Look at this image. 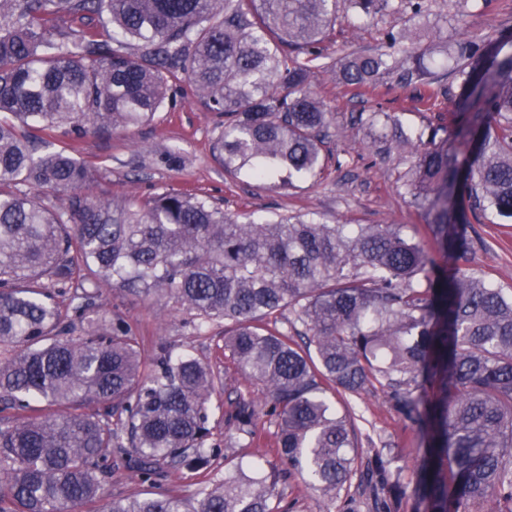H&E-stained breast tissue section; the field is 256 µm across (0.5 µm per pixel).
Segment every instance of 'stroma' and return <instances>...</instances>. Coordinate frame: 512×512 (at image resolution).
Masks as SVG:
<instances>
[{"instance_id": "35a3bbf8", "label": "stroma", "mask_w": 512, "mask_h": 512, "mask_svg": "<svg viewBox=\"0 0 512 512\" xmlns=\"http://www.w3.org/2000/svg\"><path fill=\"white\" fill-rule=\"evenodd\" d=\"M434 15L447 18L440 35L421 33L420 48L437 49L441 40L473 36L484 43H495L512 36V0H474L463 22H454L455 0H430ZM395 19L383 15L374 22H363L354 12L340 10L336 24L324 43L322 58L310 77V88L333 112L326 148L338 155L315 180L273 188L245 176L224 172L211 154L213 138L221 117L210 110L188 81L170 85L167 102L153 120L134 129H116L104 137L90 136L78 144L79 158L96 163L99 171L87 192L97 199L143 200L168 188L210 197L232 214L250 213L263 219L277 214L303 215L330 224H398L408 236L420 235L422 217L398 190V179L408 168L411 157L398 144L369 143L362 130L353 128V112L383 110L399 113L403 124L415 130L446 127L449 139L467 125L472 109L459 105L456 80H447L448 95L430 100L419 98L414 88L401 85L395 75H387L374 93L358 96L336 79V60L344 52H374L383 48L385 31ZM175 152L184 162L178 167L161 163L162 155ZM468 251L462 266L488 274L503 293L512 296V225L491 223L488 217L472 214L464 232ZM101 312L119 313L139 338L141 357L151 361L159 344L189 349L224 378V390L210 403L211 440L219 444L222 458L216 463L217 475L236 473L252 455L268 450L275 440L276 427L264 414H257L259 443L248 446L239 440L226 414L239 393H248L256 407L269 399L266 387L247 380L224 350V325L211 324L206 335H196L185 325L184 315L166 296L156 293L134 297L117 288H103ZM359 420L358 469L371 464V451H391V467L403 481L413 479V469L422 454V438L417 426L405 421L379 387H371L352 398ZM266 471L283 473L276 492L285 501L295 502V512H341L348 497L365 500L359 479H352L339 499L328 500L311 491L304 476L286 459L270 454ZM198 476L184 470L171 481L141 482L131 472L113 470L104 486L106 497L120 499L145 497L153 493L194 492Z\"/></svg>"}]
</instances>
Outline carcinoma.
I'll return each instance as SVG.
<instances>
[{
    "label": "carcinoma",
    "instance_id": "obj_1",
    "mask_svg": "<svg viewBox=\"0 0 512 512\" xmlns=\"http://www.w3.org/2000/svg\"><path fill=\"white\" fill-rule=\"evenodd\" d=\"M372 22L398 14L390 51L348 52L336 78L358 91L397 71L448 92L410 23L428 0H343ZM338 0H0V512H291L280 475L212 474L209 402L224 382L162 343L150 366L100 288L162 293L196 333L222 320L237 367L263 383L275 455L335 499L356 475L353 420L327 400L377 382L426 444L413 491L424 512H512V297L459 264L466 193L512 219V53L474 38L452 46L462 95L479 105L460 155L436 127L407 134L395 112L350 117L372 142L392 126L413 160L399 177L432 246L399 224L241 220L174 189L147 203L91 199L97 166L45 145L138 128L189 80L224 114L212 152L224 171L293 184L314 179L333 113L309 89ZM112 29L100 38L98 28ZM67 193L48 207L23 187ZM287 310L305 329L259 322ZM80 329V335L72 332ZM42 402L46 412L35 416ZM253 442L256 410L229 414ZM142 482L164 466L201 476L190 495L105 499L116 458ZM376 512H400L405 486L376 452Z\"/></svg>",
    "mask_w": 512,
    "mask_h": 512
}]
</instances>
